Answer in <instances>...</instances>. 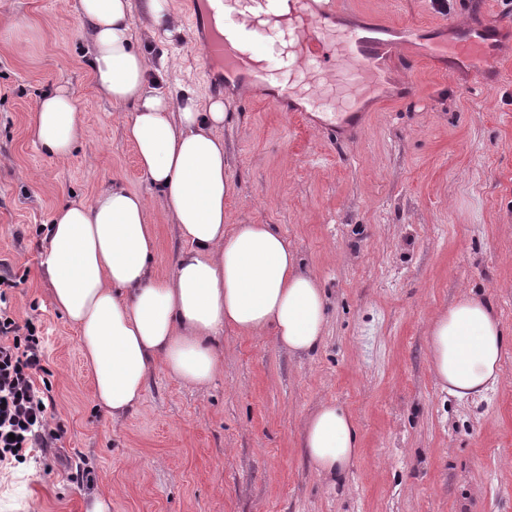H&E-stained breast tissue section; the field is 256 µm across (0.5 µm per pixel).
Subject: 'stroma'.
<instances>
[{
    "label": "stroma",
    "instance_id": "obj_1",
    "mask_svg": "<svg viewBox=\"0 0 512 512\" xmlns=\"http://www.w3.org/2000/svg\"><path fill=\"white\" fill-rule=\"evenodd\" d=\"M398 25L463 18L471 0H351ZM133 0V37L160 86L208 97L189 27L152 36ZM89 23L75 0H0V265L19 281L7 307L46 338L53 423L64 436L26 462L0 461V512H512V46L492 87L425 59L414 93L382 99L355 137L329 142L299 118L224 95V222L266 224L327 295L324 335L295 355L269 335L225 329L222 370L199 391L153 370L120 420L96 410L76 328L40 267L55 210L119 185L142 195L158 240L155 276L185 243L125 136L131 104L96 90ZM70 88L87 128L64 158L37 141L33 115ZM466 296L489 301L507 337L499 382L458 399L431 368L428 330ZM333 402L355 420L359 451L341 483L303 448L308 418ZM93 468L94 488L70 478Z\"/></svg>",
    "mask_w": 512,
    "mask_h": 512
}]
</instances>
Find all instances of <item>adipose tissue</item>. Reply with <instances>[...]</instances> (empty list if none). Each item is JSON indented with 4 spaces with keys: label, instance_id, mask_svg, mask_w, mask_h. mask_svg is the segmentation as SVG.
<instances>
[{
    "label": "adipose tissue",
    "instance_id": "obj_1",
    "mask_svg": "<svg viewBox=\"0 0 512 512\" xmlns=\"http://www.w3.org/2000/svg\"><path fill=\"white\" fill-rule=\"evenodd\" d=\"M77 7L93 29L94 84L112 102L134 104L126 137L186 243L173 275L159 279L151 272L157 236L142 195L115 186L55 211L42 268L55 306L78 328L97 408L113 418L133 410L157 366L187 385L207 387L220 371L218 344L228 328L272 333L293 353L315 349L327 301L317 278L299 269L286 239L269 225L224 227L231 182L219 134L223 100L150 88L149 60L133 45L132 0H77ZM34 129L56 157L68 156L85 137L67 87L42 97ZM504 347L491 305L471 297L430 329L435 377L460 399L482 396L497 383ZM303 446L320 473L337 477L359 448L352 417L339 405H322Z\"/></svg>",
    "mask_w": 512,
    "mask_h": 512
}]
</instances>
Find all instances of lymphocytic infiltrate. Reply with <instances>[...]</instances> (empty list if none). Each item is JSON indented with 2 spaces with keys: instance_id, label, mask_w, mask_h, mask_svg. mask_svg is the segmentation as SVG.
I'll return each instance as SVG.
<instances>
[{
  "instance_id": "obj_1",
  "label": "lymphocytic infiltrate",
  "mask_w": 512,
  "mask_h": 512,
  "mask_svg": "<svg viewBox=\"0 0 512 512\" xmlns=\"http://www.w3.org/2000/svg\"><path fill=\"white\" fill-rule=\"evenodd\" d=\"M11 272L0 273V461L25 459L31 448H48L64 431L52 427L49 385L44 372L45 348L32 322L21 323L2 310L7 289L17 287Z\"/></svg>"
}]
</instances>
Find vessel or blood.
Returning <instances> with one entry per match:
<instances>
[{
    "label": "vessel or blood",
    "instance_id": "obj_1",
    "mask_svg": "<svg viewBox=\"0 0 512 512\" xmlns=\"http://www.w3.org/2000/svg\"><path fill=\"white\" fill-rule=\"evenodd\" d=\"M231 13L233 22L224 32L213 30L216 10ZM190 29H203L200 48L205 58L221 64L209 81L211 91L247 87L264 103L280 112L296 113L311 128L341 141L357 135L364 126L376 90L402 100L414 90L412 80L392 82L395 63H409L402 44L422 45L427 58L441 71L453 70L485 86L497 83L496 57L503 48L504 29L485 17L442 21L439 34L427 36L418 26H397L387 21L361 19L348 13L340 0H215L188 10ZM282 32L297 68L311 74L314 85H339L352 96L341 110L323 106L307 92L271 71L261 55L248 50L254 29Z\"/></svg>",
    "mask_w": 512,
    "mask_h": 512
}]
</instances>
